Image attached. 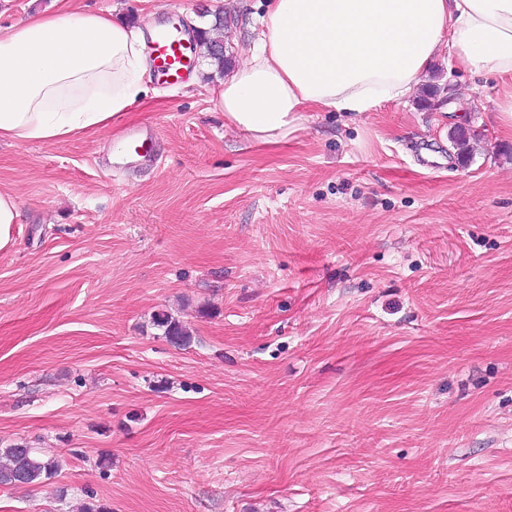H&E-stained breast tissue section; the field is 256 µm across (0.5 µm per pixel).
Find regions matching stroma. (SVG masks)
Returning a JSON list of instances; mask_svg holds the SVG:
<instances>
[{
  "mask_svg": "<svg viewBox=\"0 0 512 512\" xmlns=\"http://www.w3.org/2000/svg\"><path fill=\"white\" fill-rule=\"evenodd\" d=\"M77 5L224 12L237 65L265 0ZM193 72L101 132L0 142V447L65 461L0 512H512L505 84L439 60L430 102L308 109L263 143L225 124L223 73ZM130 128L154 162L120 157ZM18 199L9 190H0V250L14 242L13 227L19 218ZM156 323L162 328L165 338L174 346L186 347L191 343L190 330L182 321L162 314L157 317Z\"/></svg>",
  "mask_w": 512,
  "mask_h": 512,
  "instance_id": "1",
  "label": "stroma"
}]
</instances>
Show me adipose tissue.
Instances as JSON below:
<instances>
[{
	"label": "adipose tissue",
	"instance_id": "obj_1",
	"mask_svg": "<svg viewBox=\"0 0 512 512\" xmlns=\"http://www.w3.org/2000/svg\"><path fill=\"white\" fill-rule=\"evenodd\" d=\"M57 3L0 26V141L103 130L149 91L142 33ZM257 23L218 107L259 141L286 138L308 107L362 113L407 98L444 55L508 83L498 109L512 130V0H268Z\"/></svg>",
	"mask_w": 512,
	"mask_h": 512
}]
</instances>
